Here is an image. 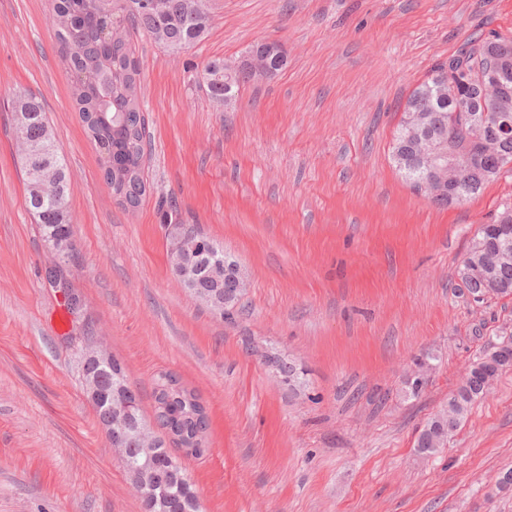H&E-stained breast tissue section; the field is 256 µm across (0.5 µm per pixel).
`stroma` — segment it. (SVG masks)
Listing matches in <instances>:
<instances>
[{"label": "stroma", "instance_id": "stroma-1", "mask_svg": "<svg viewBox=\"0 0 512 512\" xmlns=\"http://www.w3.org/2000/svg\"><path fill=\"white\" fill-rule=\"evenodd\" d=\"M205 38L172 56L135 39L151 147L136 210L103 179L46 0H0V512H143L82 386L104 339L154 416L159 373L199 397L184 455L201 512H512V370L446 446L415 440L465 369L512 334V296L454 275L512 174L438 207L391 159L410 93L475 33L512 38V0H210ZM279 43L287 64L217 104L195 73ZM35 95L68 161L75 249L67 326L56 261L25 205L11 101ZM221 243L249 288L231 319L172 275L171 218ZM272 354L306 372L274 381ZM427 361V382L408 381Z\"/></svg>", "mask_w": 512, "mask_h": 512}]
</instances>
